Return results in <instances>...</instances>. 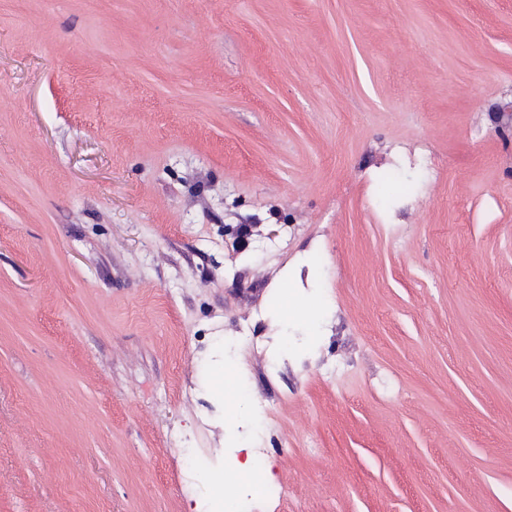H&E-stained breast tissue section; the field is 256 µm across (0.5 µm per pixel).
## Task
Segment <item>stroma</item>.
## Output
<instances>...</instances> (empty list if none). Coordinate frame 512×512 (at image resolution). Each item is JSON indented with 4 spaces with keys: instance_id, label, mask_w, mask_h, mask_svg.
<instances>
[{
    "instance_id": "35a3bbf8",
    "label": "stroma",
    "mask_w": 512,
    "mask_h": 512,
    "mask_svg": "<svg viewBox=\"0 0 512 512\" xmlns=\"http://www.w3.org/2000/svg\"><path fill=\"white\" fill-rule=\"evenodd\" d=\"M509 101L512 0H0V512H512Z\"/></svg>"
}]
</instances>
